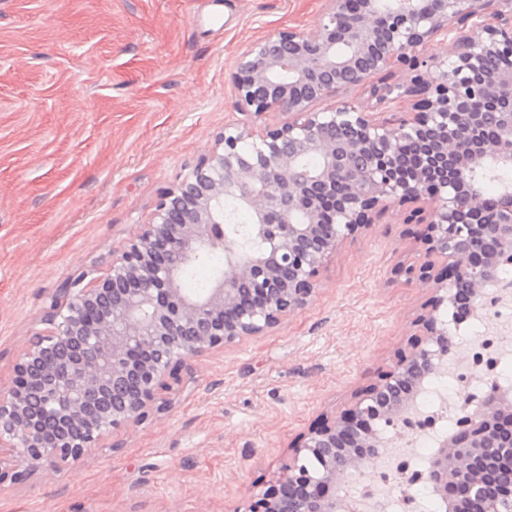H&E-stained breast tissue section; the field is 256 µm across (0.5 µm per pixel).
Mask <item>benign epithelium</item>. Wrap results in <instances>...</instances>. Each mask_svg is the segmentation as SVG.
<instances>
[{
	"label": "benign epithelium",
	"mask_w": 512,
	"mask_h": 512,
	"mask_svg": "<svg viewBox=\"0 0 512 512\" xmlns=\"http://www.w3.org/2000/svg\"><path fill=\"white\" fill-rule=\"evenodd\" d=\"M477 0H326L311 32L282 30L254 42L236 62L238 102L257 119H284L261 131L226 126L215 146L163 191L148 222L112 249L104 271L81 272L59 289L46 311L49 328L35 334L0 394V483L23 480L46 462L78 460L124 424L165 405L160 392L177 380L175 366L206 350L264 336L304 308L320 271L344 241L366 233L396 203H413L430 234L421 277L435 299L420 315V333L377 382L355 394L339 418L309 429L288 463L247 512H340L337 486L375 467L387 442L375 422L403 420L448 355L443 304L458 317L477 313L501 267L512 263V187L499 195L494 220L484 218L481 183L512 167V73L474 88L473 75L492 57L512 53V0H501L486 37H448L453 21L480 16ZM450 38L451 70L421 82L377 81L393 68L426 65L421 52ZM363 87L375 107L414 99L411 111L388 117L349 107L314 109L348 88ZM488 122L497 137L479 130ZM354 133L338 142L327 132ZM255 140L244 153L240 144ZM416 149L405 172L402 150ZM316 164H307L309 158ZM247 210L250 251L228 233L224 202ZM487 237L488 250L474 242ZM166 255H157L158 243ZM224 254L225 271L202 293L184 287L187 268ZM457 430L438 442L417 481L448 503V486L462 485L488 507V469L512 483V394L480 403L458 400Z\"/></svg>",
	"instance_id": "obj_1"
}]
</instances>
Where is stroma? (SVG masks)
Instances as JSON below:
<instances>
[{"mask_svg":"<svg viewBox=\"0 0 512 512\" xmlns=\"http://www.w3.org/2000/svg\"><path fill=\"white\" fill-rule=\"evenodd\" d=\"M325 0H0V393L60 288L145 223L243 112L237 58ZM222 16L223 29L211 24ZM390 209L267 335L191 358L163 413L75 462L0 484V512H244L291 446L340 415L416 333L434 295Z\"/></svg>","mask_w":512,"mask_h":512,"instance_id":"obj_1","label":"stroma"}]
</instances>
